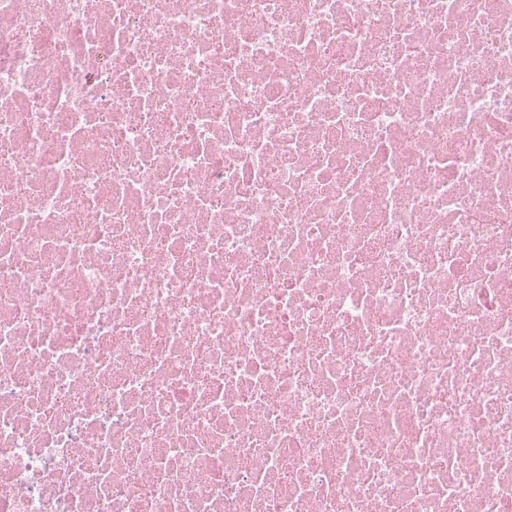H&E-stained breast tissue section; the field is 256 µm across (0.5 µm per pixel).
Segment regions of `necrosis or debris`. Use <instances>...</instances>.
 <instances>
[{"label": "necrosis or debris", "instance_id": "necrosis-or-debris-1", "mask_svg": "<svg viewBox=\"0 0 512 512\" xmlns=\"http://www.w3.org/2000/svg\"><path fill=\"white\" fill-rule=\"evenodd\" d=\"M0 512H512V0H0Z\"/></svg>", "mask_w": 512, "mask_h": 512}]
</instances>
